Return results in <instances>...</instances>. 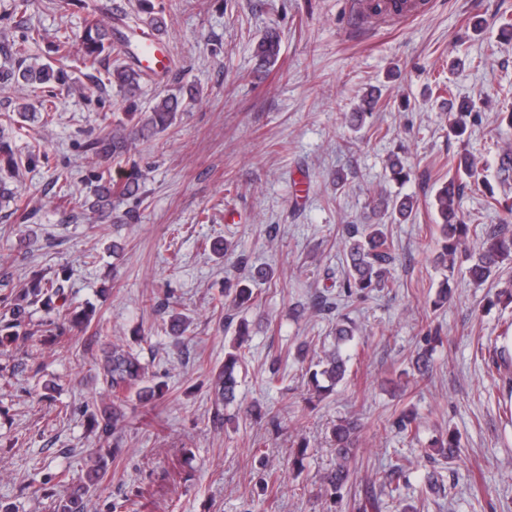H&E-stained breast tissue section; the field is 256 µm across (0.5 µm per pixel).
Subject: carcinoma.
<instances>
[{"mask_svg":"<svg viewBox=\"0 0 512 512\" xmlns=\"http://www.w3.org/2000/svg\"><path fill=\"white\" fill-rule=\"evenodd\" d=\"M139 6L134 13L133 22L138 28L146 27L160 36L167 34V21L164 7L156 0H138ZM404 0H375L370 12L376 16L399 15L403 12ZM45 39V33L39 28H30L22 40L13 44V55L19 57L20 65L16 69L0 68V84L16 83L32 88L55 89L70 82V72L74 65L93 67L117 50L112 43V28L104 16L94 15L88 19L83 30L75 35L81 45V54L75 58L69 50V40H56V57L52 61L42 62L28 54L29 45ZM281 34L278 28L268 29L257 40L253 50L257 69H268L279 58ZM144 73L117 57L104 70V82L133 106ZM199 91L180 85L177 93L164 95L147 111L140 113L136 123L129 126L118 121L111 127H105L94 133L85 145L95 164L90 194L75 196L71 199L73 208L89 210L100 217L112 215L113 199L131 197L139 193L142 174L139 171L125 173L118 171L119 177L112 176L111 167L121 164L135 155L138 146L170 131L177 122L179 113L185 111L189 102L195 100ZM379 100L373 95L363 96L349 113L350 125L361 128L368 116L374 112ZM453 119L450 120V132L460 138L467 130V118L475 112L474 101L460 98L452 104ZM35 154L22 158L13 149L9 128L0 123V202L9 203L17 197V187L12 179L31 161ZM391 179L402 183L410 175L404 161L393 156L389 162ZM479 183L478 165L468 153L448 158V181L436 192L434 208L440 230L438 240V263L447 265L455 261L457 254H465L468 262L467 273L471 281L483 284L499 277V270L505 260L512 257V230L505 227H474L463 221L459 210L460 195L468 183ZM373 214L387 217L393 222L402 223L409 219L414 211V199L409 195H380L372 200ZM345 277L340 288L347 296L360 298L375 290L393 285V274L397 254L393 242L384 231L380 222L372 224H347L340 237ZM269 271H257L250 281L239 280L228 283L226 289L234 301L243 306L253 298L251 283L268 279ZM65 297L64 285L58 278L34 277L22 288L9 291L3 297L4 310L0 312V346L15 344L27 338L23 331L32 308L46 307L53 299ZM94 311L90 308L68 312L63 322H51L56 335L66 332L83 331L93 320ZM246 329L239 327V337L232 351L225 354L224 368L220 369L214 385V400L209 421L216 428L224 426V407L237 402L238 367L242 362L239 353L245 342ZM334 342L331 348L321 350L317 361L310 364L309 373L312 385L318 396H324L342 383L349 374L350 355L347 350L355 338V327L345 317H336L331 329ZM441 341L438 332L426 327L413 363V373L420 379L429 377L434 344ZM489 361L496 370L494 387L512 395V364L503 350L496 344L486 346ZM109 399L103 407L90 414L93 427L106 436H113L111 458H116L120 441L118 430L128 422L126 409L129 402L136 400L156 409L161 406L166 385L149 377L148 365L143 362L140 352L129 345L117 341L104 350L103 360L95 376ZM399 432L407 437L417 435L420 424L418 413L413 410L401 412L394 421ZM362 423L354 416L338 420L331 429V441L336 451V467L326 472L322 484L327 495L338 503L344 498V491L351 483L354 448L357 446ZM431 447L446 460L456 457L459 440L453 433L434 440ZM91 465L85 474L72 481L73 491L61 501L57 512H85L86 493L102 483L109 476V462L101 453L90 459Z\"/></svg>","mask_w":512,"mask_h":512,"instance_id":"carcinoma-1","label":"carcinoma"}]
</instances>
